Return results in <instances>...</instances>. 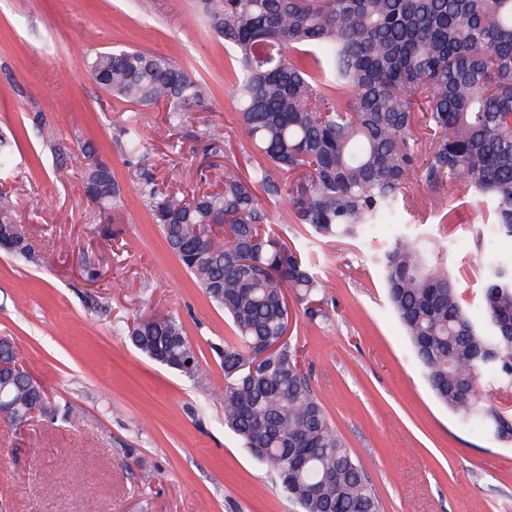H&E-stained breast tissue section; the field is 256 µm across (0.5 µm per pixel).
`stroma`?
I'll return each instance as SVG.
<instances>
[{"label": "stroma", "instance_id": "obj_1", "mask_svg": "<svg viewBox=\"0 0 512 512\" xmlns=\"http://www.w3.org/2000/svg\"><path fill=\"white\" fill-rule=\"evenodd\" d=\"M116 47L165 56L208 83L212 94L188 128L173 132L163 107L131 110L92 81L88 59ZM232 97L228 52L200 0H0V132L14 134L18 164L0 174V190L16 198L38 258L0 251V336L13 339L47 394L76 413L70 422L36 417L18 427L0 420V512H300L225 432L214 349L234 331L167 247L115 143L135 121L162 189H218L199 174L208 163L243 162ZM38 113L57 130L66 175L31 127ZM214 132L225 146L210 158L202 146ZM80 140L95 144L123 189L112 211L83 192ZM408 195L411 208L367 237L308 243L334 312L321 325L299 318L304 370L382 512H512V440L469 430L437 401L374 261L398 236L429 234L477 315L485 264L511 260L512 238L492 234L487 206L461 203L454 187L436 193L418 180ZM452 207L456 217L442 223ZM158 314L182 321L198 378L114 331Z\"/></svg>", "mask_w": 512, "mask_h": 512}]
</instances>
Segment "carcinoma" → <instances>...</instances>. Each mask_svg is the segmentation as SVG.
Instances as JSON below:
<instances>
[{
  "label": "carcinoma",
  "instance_id": "1",
  "mask_svg": "<svg viewBox=\"0 0 512 512\" xmlns=\"http://www.w3.org/2000/svg\"><path fill=\"white\" fill-rule=\"evenodd\" d=\"M231 50L237 131L251 145L246 172L225 168L223 187L188 202L157 187L135 128L116 139L137 167L138 194L166 244L235 337L215 348L224 372V427L271 471L301 512H379L362 466L282 340L287 297L312 322L329 302L305 245L275 227L269 207L288 202L293 223L323 242L355 240L399 208L419 179L436 191L491 205L495 233L512 238V0H203ZM89 71L113 97L162 104L178 129L208 87L170 59L138 50L95 54ZM55 154V128L33 117ZM86 197L102 210L122 189L90 142ZM225 224L224 239L209 237ZM18 231L15 201L0 193V228ZM387 295L436 398L462 424L499 440L512 421L482 397L491 379L512 387V263L487 266L481 306L470 314L440 251L401 236L375 256ZM117 334L189 378L194 345L174 315L119 324ZM7 420L32 407L54 423L72 410L41 402L15 376Z\"/></svg>",
  "mask_w": 512,
  "mask_h": 512
}]
</instances>
